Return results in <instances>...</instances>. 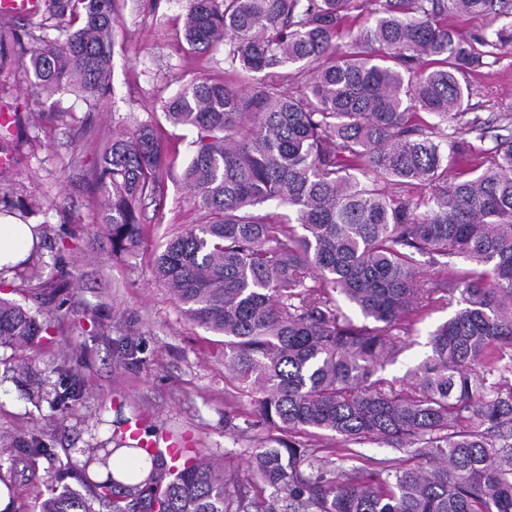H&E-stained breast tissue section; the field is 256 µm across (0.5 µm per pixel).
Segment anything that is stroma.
Listing matches in <instances>:
<instances>
[{"label":"stroma","mask_w":512,"mask_h":512,"mask_svg":"<svg viewBox=\"0 0 512 512\" xmlns=\"http://www.w3.org/2000/svg\"><path fill=\"white\" fill-rule=\"evenodd\" d=\"M185 5L119 0L112 93L99 111H87L72 95L34 94L24 66L0 70V105L23 117L19 161L0 178V198L34 195L44 203L27 216L43 229L32 258L41 275L10 274L0 280V297L42 310L49 319L26 373L12 370L17 353L0 349V460L16 456L13 438L32 434L55 452L52 459H38V480H17L11 512H30L35 500L46 497L44 478L75 484L81 452L112 447L131 421L153 434L185 436L196 458L225 459L240 471L260 436L256 430L247 439L234 436L227 403L245 409L249 400L224 378L222 342L188 322L154 279L153 258L163 238L199 221L183 185L170 178L161 204H145L141 219L148 231L135 254H113L101 233L93 173L114 125H164L178 161H185L195 133L167 125L162 105L191 80L224 78L223 48L199 53L181 42ZM470 83L471 113L485 119L512 113V45L488 57ZM446 316L442 309L424 311L385 376L401 378L414 368L428 352L429 332ZM67 368L81 396L60 411L52 403Z\"/></svg>","instance_id":"stroma-1"}]
</instances>
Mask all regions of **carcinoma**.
I'll list each match as a JSON object with an SVG mask.
<instances>
[{"label":"carcinoma","mask_w":512,"mask_h":512,"mask_svg":"<svg viewBox=\"0 0 512 512\" xmlns=\"http://www.w3.org/2000/svg\"><path fill=\"white\" fill-rule=\"evenodd\" d=\"M507 0H186L182 37L224 45L223 82L196 80L164 104L197 131L180 178L201 215L154 256L156 279L192 324L224 337L229 380L252 398L226 418L266 436L241 476L197 461L164 484L131 456L90 499L48 488L33 512H512V133L484 146L467 117V75L489 52L448 24H495ZM115 0H40L0 25V71L98 110L110 93ZM56 21L55 38L35 34ZM478 44H512V27ZM311 69L247 90L253 73ZM151 123L112 135L97 181L112 252H134L141 208L172 176ZM428 186L421 196L414 189ZM276 201L286 212L265 211ZM463 257L484 270L462 272ZM431 276H424V268ZM373 325H357L338 299ZM454 307L402 379L383 375L421 312ZM45 320L0 299V348L39 349ZM384 442L431 463L342 471ZM32 467L53 449L18 445ZM274 488L260 501L249 489ZM455 27L468 38H479L487 31L489 20L483 16L461 15L453 19Z\"/></svg>","instance_id":"obj_1"}]
</instances>
